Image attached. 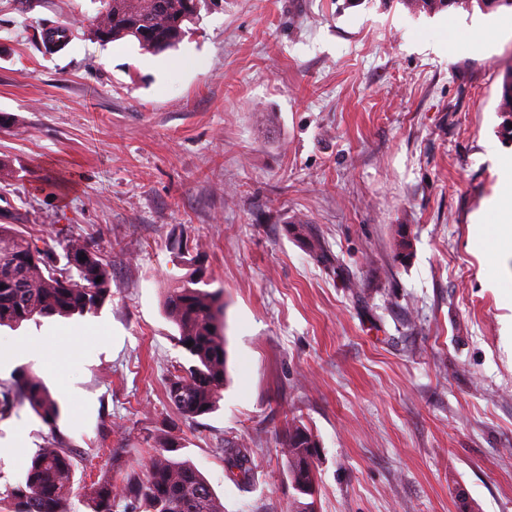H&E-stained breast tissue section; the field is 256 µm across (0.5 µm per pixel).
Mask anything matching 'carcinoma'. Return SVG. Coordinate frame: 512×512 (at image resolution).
Here are the masks:
<instances>
[{"label":"carcinoma","instance_id":"obj_1","mask_svg":"<svg viewBox=\"0 0 512 512\" xmlns=\"http://www.w3.org/2000/svg\"><path fill=\"white\" fill-rule=\"evenodd\" d=\"M96 18L103 25L92 31L102 42L127 37L151 52L175 46L182 25L200 10V0H98ZM71 28L59 24L41 30L43 44L67 43ZM499 111L512 116V72L503 81ZM63 257L39 240L24 235L15 224H0V328H18L23 323L54 316L69 318L95 313L112 296V279L100 254L80 236L62 245ZM202 273L174 278L164 294L165 315L177 327L176 343L187 354L166 381L170 407L184 420L214 412L223 398L226 378V337L221 292L209 291ZM192 346H187V343ZM28 406L49 427L44 445L31 456L21 477L0 501L9 502L7 512H224L201 470L177 452L183 445L166 436L154 447L141 470H127L121 463L124 449L112 453V473L80 487L75 486L74 449L55 433L61 415L59 402L44 380L27 372L12 383L0 385V420L15 409ZM288 477L295 491L311 489L309 502H298L296 512H316L314 467L318 442L302 424H293L283 439ZM228 470H237V480L251 482V458L233 442L224 445Z\"/></svg>","mask_w":512,"mask_h":512}]
</instances>
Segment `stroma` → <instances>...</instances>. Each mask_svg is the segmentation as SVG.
Returning a JSON list of instances; mask_svg holds the SVG:
<instances>
[{
    "mask_svg": "<svg viewBox=\"0 0 512 512\" xmlns=\"http://www.w3.org/2000/svg\"><path fill=\"white\" fill-rule=\"evenodd\" d=\"M94 14L0 0V224L57 252L89 238L112 273L96 314L0 330L58 345L0 383L45 380L76 484L115 448L144 467L171 433L224 512H293L298 423L319 442L318 512H512V239L487 208L512 199L495 169L512 32L481 37L464 5L207 0L154 54L98 41ZM44 24L70 43L47 51ZM194 267L224 291L230 382L192 424L165 394L185 355L163 298ZM48 433L26 406L0 421V491ZM224 461L228 470L235 475L241 484H250L252 467L247 449L238 448L233 442H226L224 445ZM233 469H236L237 473H234Z\"/></svg>",
    "mask_w": 512,
    "mask_h": 512,
    "instance_id": "35a3bbf8",
    "label": "stroma"
}]
</instances>
